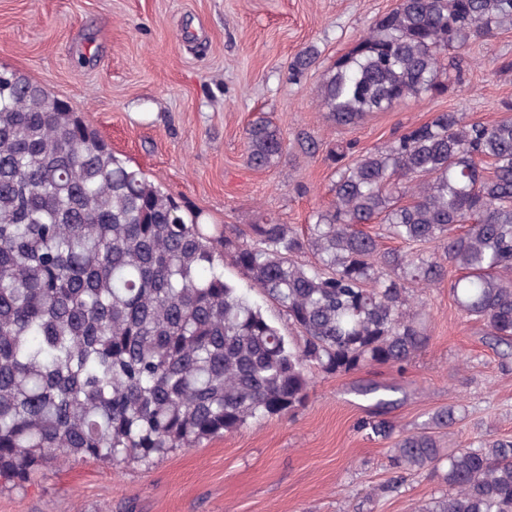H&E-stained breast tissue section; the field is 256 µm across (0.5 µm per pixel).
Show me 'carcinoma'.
I'll use <instances>...</instances> for the list:
<instances>
[{"label": "carcinoma", "mask_w": 512, "mask_h": 512, "mask_svg": "<svg viewBox=\"0 0 512 512\" xmlns=\"http://www.w3.org/2000/svg\"><path fill=\"white\" fill-rule=\"evenodd\" d=\"M512 26V0H397L325 73L340 126L445 92L448 53ZM307 48L291 69L316 64ZM248 163L282 158L267 120ZM336 156L334 200L308 233L263 219L204 224L112 152L67 100L0 69V484L47 460L151 463L176 448L292 415L315 374L407 364L428 341L408 285L448 283L457 309L512 355V115L437 112L385 149ZM378 224L367 233L361 224ZM404 248H384L382 235ZM288 317L285 337L224 278V259ZM377 398L363 428L394 439L399 484L426 469L447 494L420 512H512V437L444 448Z\"/></svg>", "instance_id": "1"}]
</instances>
